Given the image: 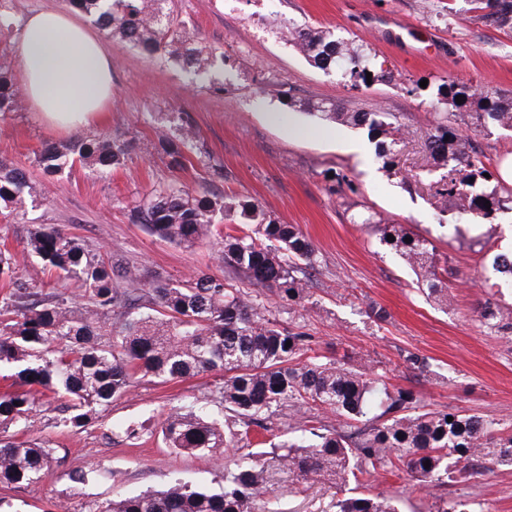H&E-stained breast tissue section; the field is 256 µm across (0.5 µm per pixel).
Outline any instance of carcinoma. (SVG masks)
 <instances>
[{
    "mask_svg": "<svg viewBox=\"0 0 512 512\" xmlns=\"http://www.w3.org/2000/svg\"><path fill=\"white\" fill-rule=\"evenodd\" d=\"M475 18L497 28H512V0H464ZM70 8L93 18L104 34L152 55L178 44L176 61L207 76L224 53L197 46L195 36L175 24L168 0H67ZM288 40L323 71L336 70L356 88L367 84L366 73L378 78L376 55L352 40L305 23H288ZM444 103L461 115L477 116L512 132V101L485 89L453 81L438 87ZM463 103H456V96ZM22 107L19 87L0 73V112ZM312 116L367 127L381 138L378 157L395 161L401 118L396 112L341 111L322 102ZM198 133L181 120L178 134H162L158 142L174 167L187 161ZM427 149L438 169L460 173L436 192L453 199L456 210L479 223L501 210H512V188L485 190L488 172L470 155L465 135L436 121ZM127 146L92 135L68 145L48 144L36 155L44 174L55 176L79 162L100 171L125 162ZM37 196L26 172L0 162V216L11 222L25 214ZM490 202L485 207L484 201ZM135 220L153 235L190 247L218 235L217 224L240 221L251 231L232 226L217 242L218 260L228 262L254 284L297 301L304 297L306 273L318 259L312 242L295 224L267 217L257 204L237 198L194 196L184 189L162 186L138 205ZM375 224L380 241L417 272L421 292L451 305L447 277L433 266L434 246L398 224ZM394 236V241L387 236ZM411 241H405V238ZM28 256L77 284L80 293L34 288L17 274V260L0 250V366L17 369L15 388L0 393V433L34 422L37 401L55 404L65 426L83 428L101 409L127 392L131 379L148 376L161 382L214 370L224 371L218 394L224 406L220 420L202 409L181 408L162 423L166 445L178 453L224 459V486L218 492L204 485L174 479L162 490L140 493L95 505L93 512H276L271 474L286 472L298 487L324 479L337 488L352 479L370 485L381 473L403 471L430 488L465 483L488 464L512 469V431L493 419L456 408L422 409L413 391L396 387L365 369L325 356H310L312 337L288 329L262 315L249 295L229 280L200 272L183 282L158 281L140 287L141 275L130 266L91 249L79 238L47 224H31L25 236ZM484 270L512 287V251L496 252ZM480 318L490 329H512V306L487 302ZM291 345H286V342ZM336 417V424L325 415ZM453 421H447V417ZM288 419L283 440L253 442L256 428L271 430ZM249 448L229 457L239 445ZM48 440L0 441V486L18 487L39 481L56 460ZM430 467H424V462ZM335 512H400L392 496H336ZM435 496L431 512H474Z\"/></svg>",
    "mask_w": 512,
    "mask_h": 512,
    "instance_id": "cac0c4a2",
    "label": "carcinoma"
}]
</instances>
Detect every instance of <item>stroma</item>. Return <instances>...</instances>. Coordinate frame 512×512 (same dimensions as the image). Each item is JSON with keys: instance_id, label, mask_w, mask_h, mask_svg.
Here are the masks:
<instances>
[{"instance_id": "obj_1", "label": "stroma", "mask_w": 512, "mask_h": 512, "mask_svg": "<svg viewBox=\"0 0 512 512\" xmlns=\"http://www.w3.org/2000/svg\"><path fill=\"white\" fill-rule=\"evenodd\" d=\"M445 2L173 0L172 9L199 44L224 53V67L212 83L195 80L166 54L150 56L105 39L112 56V104L100 122L61 133L27 108L0 118V161L25 170L40 195L15 223H0V238L19 257V275L44 289L56 285L53 274L22 256L27 225L51 224L137 267L146 284L186 281L201 271L225 276L265 314L313 336L314 353L372 367L411 389L419 404L455 406L512 430V330L490 333L479 321L491 291L476 281L483 255L472 244L489 231L498 246L512 247V211L498 214L489 228L470 225L455 208H437L433 194L442 172L424 148L436 118L447 111L437 101L444 81L490 87L512 98V30L485 26L468 14L447 17ZM65 7L66 0H0V14L13 24L0 33V71L18 75L15 27L24 17ZM292 19L375 51L383 79L354 88L313 67L284 36ZM283 89L304 102L401 113L395 165L384 166L367 129L288 108L279 96ZM182 118L199 139L190 165L174 168L157 133L173 131ZM89 134L126 141L124 165L101 172L77 164L58 177L36 165L43 144L65 145ZM168 184L252 201L271 218L299 225L318 257L309 298L294 304L249 284L216 261L211 242L178 246L134 223L137 201ZM379 217L434 245L448 265L452 310L417 291L415 274L380 243L373 224ZM374 305L385 310L384 321L367 317ZM411 355L425 359L428 371L414 370ZM223 378L220 372L167 383L137 377L125 396L79 430L57 425L55 411L41 408L35 428L17 427L12 435L51 441L59 460L40 481L0 488V497L14 512H90L96 503L160 489L175 477L219 488L223 464L173 452L160 430L166 416L185 404L218 411L209 391ZM128 421L143 424L139 439L118 433ZM73 470L88 471L89 480L70 482ZM273 483L279 512H330L336 499L335 488L321 480L309 481L297 494L285 474L275 475ZM371 489L398 497L402 512H429L435 494L403 474L384 475ZM448 495L480 502L484 512H512V472L484 469L468 483L449 486Z\"/></svg>"}]
</instances>
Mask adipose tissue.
<instances>
[{
  "mask_svg": "<svg viewBox=\"0 0 512 512\" xmlns=\"http://www.w3.org/2000/svg\"><path fill=\"white\" fill-rule=\"evenodd\" d=\"M17 50L19 79L40 121L69 132L99 120L112 96V58L90 22L34 12L19 25Z\"/></svg>",
  "mask_w": 512,
  "mask_h": 512,
  "instance_id": "adipose-tissue-1",
  "label": "adipose tissue"
}]
</instances>
